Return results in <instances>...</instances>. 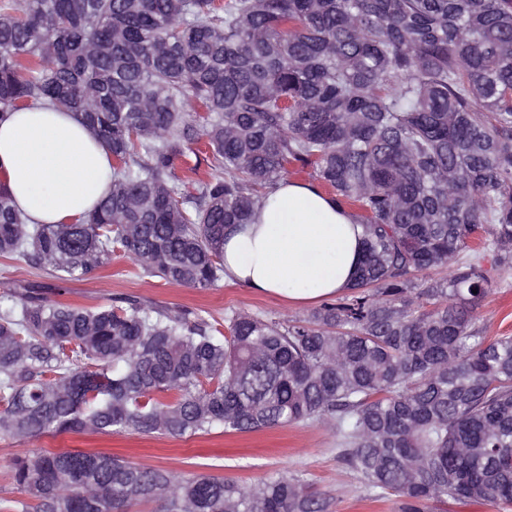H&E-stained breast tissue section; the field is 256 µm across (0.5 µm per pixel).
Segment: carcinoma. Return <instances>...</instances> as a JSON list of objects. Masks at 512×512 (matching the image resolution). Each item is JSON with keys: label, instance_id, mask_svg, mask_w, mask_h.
Here are the masks:
<instances>
[{"label": "carcinoma", "instance_id": "carcinoma-1", "mask_svg": "<svg viewBox=\"0 0 512 512\" xmlns=\"http://www.w3.org/2000/svg\"><path fill=\"white\" fill-rule=\"evenodd\" d=\"M74 112L112 152L88 218L26 224L0 184V255L60 282L113 255L209 288L224 232L293 173L364 229L347 294L224 328L124 297L32 288L0 306V434L184 437L322 424L401 512L512 503V336L474 304L512 269V0H0V115ZM204 142L215 173L177 176ZM428 271H441L434 278ZM3 512H330L299 475L244 487L98 452L31 450Z\"/></svg>", "mask_w": 512, "mask_h": 512}]
</instances>
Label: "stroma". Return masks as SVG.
Listing matches in <instances>:
<instances>
[{
	"mask_svg": "<svg viewBox=\"0 0 512 512\" xmlns=\"http://www.w3.org/2000/svg\"><path fill=\"white\" fill-rule=\"evenodd\" d=\"M499 287L476 305L485 336H512V272L502 271ZM27 285L40 286L48 300L94 308L124 296L198 314L212 322L225 313L241 311L265 318H306L311 305L283 301L221 280L205 289L166 283L151 277L124 255L85 277L58 285L47 271L28 258H0V292ZM102 451L136 465L174 473L205 472L248 485L283 471L303 474L317 492L329 497L331 512H398L392 495L375 497L340 460L337 438L312 423L288 424L258 432L220 429L191 437L126 432L119 435L65 432L21 443L0 436V499L18 497L13 463L26 449Z\"/></svg>",
	"mask_w": 512,
	"mask_h": 512,
	"instance_id": "1",
	"label": "stroma"
}]
</instances>
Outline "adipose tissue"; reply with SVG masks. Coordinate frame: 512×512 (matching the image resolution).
<instances>
[{
	"label": "adipose tissue",
	"instance_id": "obj_1",
	"mask_svg": "<svg viewBox=\"0 0 512 512\" xmlns=\"http://www.w3.org/2000/svg\"><path fill=\"white\" fill-rule=\"evenodd\" d=\"M112 154L74 113L31 106L0 118V181L33 224L87 217L109 189ZM363 230L317 187L280 181L253 223L224 236L225 280L309 304L354 280Z\"/></svg>",
	"mask_w": 512,
	"mask_h": 512
}]
</instances>
